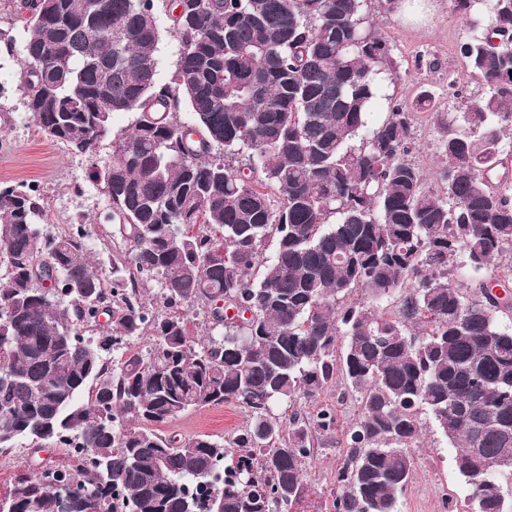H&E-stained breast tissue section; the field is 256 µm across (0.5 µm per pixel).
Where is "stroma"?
Returning <instances> with one entry per match:
<instances>
[{"mask_svg":"<svg viewBox=\"0 0 512 512\" xmlns=\"http://www.w3.org/2000/svg\"><path fill=\"white\" fill-rule=\"evenodd\" d=\"M433 4L430 20L422 25L404 23L389 0H367L366 10L388 37L399 62L398 99L411 105L426 90L436 96L445 111L454 103L448 95L449 80L460 81L475 97L481 95L482 86L466 69L459 53V45L469 33L464 19L454 10L451 0H433ZM23 58L20 44L12 53H0V182L22 183L36 189L45 200L47 229L52 234L84 227L99 274L111 279L112 260L120 240L109 218L111 209L105 185L95 177L91 165L107 162L112 142L103 140L96 160L92 161L42 134L16 91ZM414 134L417 149L412 159L426 175H434L440 156L436 149L438 120L431 111L419 112ZM320 399L335 407L337 431L322 438L317 456L305 473L307 483L317 488V496L304 501L295 512H325L324 503L330 498L336 466L345 451L341 431L359 413L356 398L344 380L326 387ZM248 420L246 409L226 404L190 411L162 425L161 430L164 435L180 439L199 434L224 439ZM28 446L27 440L20 439L10 454L0 453V496L9 490L19 470L36 469L45 459H64L63 449L49 448L33 456L28 454ZM452 453L446 438L434 427H427L424 438L413 450V480L400 503L401 512H445V497L457 502L464 500L467 488L450 463Z\"/></svg>","mask_w":512,"mask_h":512,"instance_id":"stroma-1","label":"stroma"}]
</instances>
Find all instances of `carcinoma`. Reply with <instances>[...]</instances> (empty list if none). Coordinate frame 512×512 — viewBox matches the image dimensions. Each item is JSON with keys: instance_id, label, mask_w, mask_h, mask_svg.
<instances>
[{"instance_id": "obj_1", "label": "carcinoma", "mask_w": 512, "mask_h": 512, "mask_svg": "<svg viewBox=\"0 0 512 512\" xmlns=\"http://www.w3.org/2000/svg\"><path fill=\"white\" fill-rule=\"evenodd\" d=\"M159 1L178 42L165 83ZM365 2L0 0L24 23L18 87L35 125L81 154L114 144L98 175L127 248L110 286L84 229L44 233L40 194L0 184V453L20 438L66 449L42 467L84 489L71 512H209L216 496L224 512H286L336 409L286 424L271 409L338 377L360 413L330 512H398L424 414L456 448L463 512H512V305L454 279L460 255L512 271V182L496 179L512 0H452L479 32L459 53L483 92L454 90L439 117L436 190L410 159L415 113L386 93L399 66ZM117 112L134 115L123 132ZM103 314L111 330L85 336ZM145 335L146 354L130 346ZM233 402L250 420L225 441L158 432ZM0 512H59L56 489L24 471Z\"/></svg>"}]
</instances>
